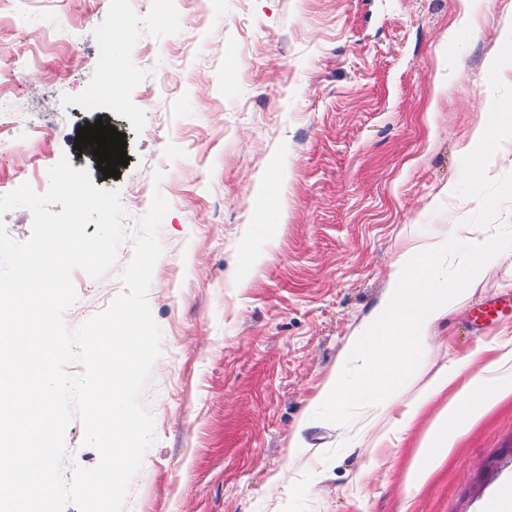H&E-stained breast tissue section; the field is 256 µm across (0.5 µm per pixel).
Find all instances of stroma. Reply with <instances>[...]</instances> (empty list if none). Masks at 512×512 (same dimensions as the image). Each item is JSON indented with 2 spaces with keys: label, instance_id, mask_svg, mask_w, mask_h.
Listing matches in <instances>:
<instances>
[{
  "label": "stroma",
  "instance_id": "stroma-1",
  "mask_svg": "<svg viewBox=\"0 0 512 512\" xmlns=\"http://www.w3.org/2000/svg\"><path fill=\"white\" fill-rule=\"evenodd\" d=\"M511 30L512 0H0V186L45 192L65 154L118 189L128 231L154 192L170 203L147 293L161 354L139 394L155 440L124 512H273L271 476L303 466L289 439L405 244L483 225L506 254L473 300L512 297V136L484 181L461 158L473 130L512 107L499 55ZM107 32L118 43L104 57ZM110 68L116 105L94 96ZM98 120L125 135L114 178L74 146ZM133 251L125 239L101 278L73 272L68 326L123 292ZM500 332L511 318L481 328L462 308L439 324L421 379ZM506 448L512 401L409 512H482L512 478V463L484 471ZM405 461L340 452L288 512H348L356 496L396 512Z\"/></svg>",
  "mask_w": 512,
  "mask_h": 512
}]
</instances>
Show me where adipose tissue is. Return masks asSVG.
Wrapping results in <instances>:
<instances>
[{"label":"adipose tissue","instance_id":"adipose-tissue-1","mask_svg":"<svg viewBox=\"0 0 512 512\" xmlns=\"http://www.w3.org/2000/svg\"><path fill=\"white\" fill-rule=\"evenodd\" d=\"M512 114L494 113L463 146L466 172L483 178L476 148L490 149ZM498 242L479 225L453 224L442 238L412 242L398 253L387 288L373 310L347 336L335 369L319 389L316 418L299 423L289 440L293 455H312L302 477L288 482L289 501H298L334 468L340 450H408L403 474L409 512L412 498L434 478L460 439L501 403L512 399V336L477 340L464 356L439 364L412 399L404 394L431 345L437 323L474 295L488 257ZM458 270L446 276L447 256ZM332 430L330 450L315 448L308 432L317 421Z\"/></svg>","mask_w":512,"mask_h":512}]
</instances>
